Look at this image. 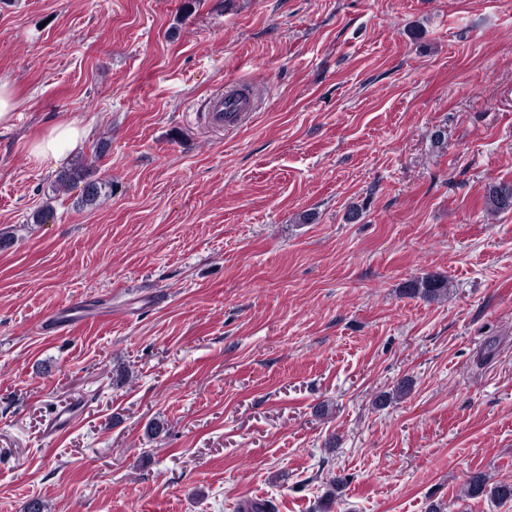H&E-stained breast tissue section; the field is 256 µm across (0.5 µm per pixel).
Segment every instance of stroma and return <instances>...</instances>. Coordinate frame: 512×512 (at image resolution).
Masks as SVG:
<instances>
[{
	"label": "stroma",
	"instance_id": "stroma-1",
	"mask_svg": "<svg viewBox=\"0 0 512 512\" xmlns=\"http://www.w3.org/2000/svg\"><path fill=\"white\" fill-rule=\"evenodd\" d=\"M0 78V512H512V0H0ZM17 95L13 85L0 79V126L8 128L13 121ZM253 101L250 96L240 94V90L231 89L224 96L215 97L208 113L209 122L220 128L238 124L245 112H251ZM84 134L75 122L58 123L30 142L29 158L39 168L56 169L70 158ZM404 292L411 298L420 297L432 301L448 294V283L443 278L427 275L410 281ZM463 495L469 498L487 496L496 502L512 501V484L507 482L491 483L485 473L473 474L463 487Z\"/></svg>",
	"mask_w": 512,
	"mask_h": 512
}]
</instances>
